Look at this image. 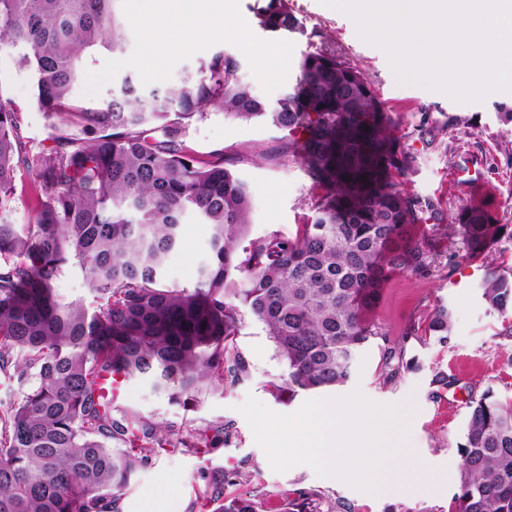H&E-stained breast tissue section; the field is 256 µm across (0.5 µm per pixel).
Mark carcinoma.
Wrapping results in <instances>:
<instances>
[{"label":"carcinoma","mask_w":512,"mask_h":512,"mask_svg":"<svg viewBox=\"0 0 512 512\" xmlns=\"http://www.w3.org/2000/svg\"><path fill=\"white\" fill-rule=\"evenodd\" d=\"M118 2L0 0V49H14L31 72L39 110L74 115L79 127L43 151L35 222L0 219V375L22 392L0 403V512H120L123 491L157 451L212 447L204 432L174 438L114 416L100 383L145 377L185 407L206 386H234L246 372L234 344L244 307L285 363L290 395L344 384L360 349L387 342L365 314L388 275L433 270L434 248L413 239L414 227L445 222L440 202L401 187L409 158L364 74L321 47L303 55L274 106L225 52L170 87L146 93L128 75L98 106L74 104L84 58L124 51ZM255 15L275 36L314 37L288 0H264ZM210 106L288 132L316 190L295 238L247 239L246 184L224 155L189 154L186 121ZM24 162L16 112L0 92V209ZM187 217L206 227L209 259L193 287L178 288L164 270ZM460 222L468 260L486 256L504 230L479 207ZM70 267L94 294V312L58 299ZM481 292L491 310L512 312V269L488 266ZM451 322L439 305L428 325L437 343H449ZM457 452L455 512H512V404L489 389L471 399ZM209 503L212 512H261L221 486Z\"/></svg>","instance_id":"carcinoma-1"}]
</instances>
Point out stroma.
Instances as JSON below:
<instances>
[{"instance_id":"stroma-1","label":"stroma","mask_w":512,"mask_h":512,"mask_svg":"<svg viewBox=\"0 0 512 512\" xmlns=\"http://www.w3.org/2000/svg\"><path fill=\"white\" fill-rule=\"evenodd\" d=\"M252 3L232 0L234 14L247 24V41L228 32L221 20H213L206 33L193 38L191 47L167 41L152 73L140 65L149 34L138 24L128 23L124 54L93 55L72 97L79 106H96L130 71L143 89L172 85L218 51L238 56L245 81L270 104L295 83L298 62L312 47L334 50L363 72L395 118V134L409 154L404 189L441 202L449 220L439 225L426 221L415 229L416 240L430 238L436 243L435 271L427 276L393 272L367 316L386 338L402 346L404 361H417V369L404 368L388 377L382 343L377 340L357 353L349 381L329 396L343 398L358 391L374 403L396 407L394 425L406 430L400 457L425 470L426 478L417 490L379 493L317 475L306 465L284 473L273 471L238 407L252 396L269 409L288 414L310 395L303 392L292 397L283 390L286 367L264 325L246 311L236 344L248 374L234 387L202 392L192 409L171 403L167 395L137 376L124 380L113 393L114 412L135 413L174 434L200 430L218 438L216 447L204 453L178 447L154 454L126 489L122 512H209L207 500L218 483L225 495L256 498L263 512H280L288 500L305 503L309 512H329L339 501L352 512H454L456 444L466 421L469 393L490 389L512 403V336L503 333L508 320L492 311L480 293L489 264L512 268V234L499 237L488 259L468 261L460 257L462 235L456 221L463 209L482 207L494 223L512 227V119L503 115L512 108V91H493L479 101L454 100L442 91L400 80L387 53L360 37L351 16L330 10L319 0H289L295 15L313 32L310 40L268 37L255 23ZM277 48L285 50L286 60L262 73L257 51ZM0 94L16 110L29 154L27 164L16 171L13 192L0 217L22 226L33 222L40 207L38 157L51 146L61 122L34 106V82L7 48L0 50ZM183 140L197 160L209 161L220 153L235 158L234 169L252 198L250 238L296 236L309 213L314 189L301 160L291 153L285 132L259 120L229 119L219 108L210 107L189 123ZM469 155L480 158L483 183L466 194L453 184L451 173ZM207 257L203 227L187 220L182 241L169 258L167 280L181 288L192 287L195 272ZM442 303L453 313L452 339L445 347L427 337L428 323ZM438 372L451 376L453 386L436 389L432 378ZM233 472L238 473V481L225 483V474Z\"/></svg>"}]
</instances>
